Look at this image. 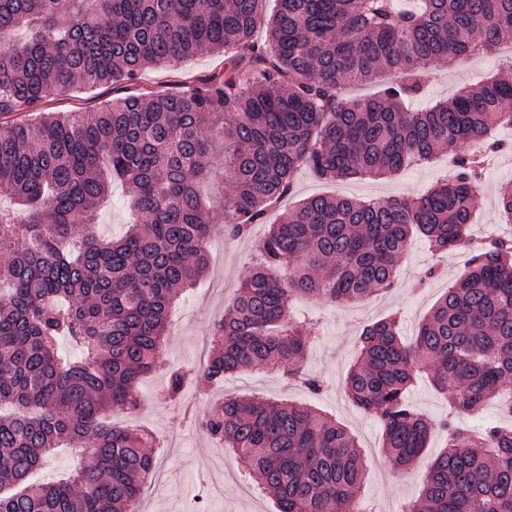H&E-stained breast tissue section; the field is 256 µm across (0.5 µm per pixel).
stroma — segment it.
Returning <instances> with one entry per match:
<instances>
[{"instance_id":"35a3bbf8","label":"stroma","mask_w":512,"mask_h":512,"mask_svg":"<svg viewBox=\"0 0 512 512\" xmlns=\"http://www.w3.org/2000/svg\"><path fill=\"white\" fill-rule=\"evenodd\" d=\"M224 68L220 53H201L175 68L148 66L137 83L104 84L91 92L58 93L42 104L46 112H92L100 102L150 91H177L193 85ZM499 64L490 57L458 60L449 67L431 72L425 79L423 95L410 107L421 110L435 101L451 97L458 90L496 75ZM505 144L493 162L487 163L483 190L474 202L473 235L485 238L496 231L505 218L497 205L499 186L512 181V127L499 128ZM452 161L441 155L429 163L381 179L352 178L326 181L311 168H303L294 177L292 193L268 216L267 224L255 225L250 236L230 238L222 226H214L211 240V266L207 275L190 291L183 293L169 317L170 342L161 358V371L140 382L142 406L137 413L113 411V424L127 429L147 427L159 438L184 428L183 444L178 450L163 451L157 470L162 478L145 488L140 512H275L273 498L258 488L242 496L241 474L234 456L223 443L207 435L202 422L211 407L227 396L261 395L271 401L287 400L325 411L343 424L357 439L367 463L363 485L366 499L375 512H402L414 499L426 477L434 448H427L408 474L395 472L383 446L382 430L370 415L355 407L345 391V378L359 347L363 328L393 312L402 317L403 336H413L448 284L466 270V250L449 255L431 254L421 239H414L398 262V282L387 295L358 305H327L311 298H299L292 313L316 320L319 341L305 361L307 374L321 380L319 394L304 385L286 382L276 365L227 375L223 384L199 381L204 363L201 344L211 334L214 323L224 315L239 283L248 275L256 256V244L265 235L268 223L277 222L281 213L291 212L311 195L345 194L361 200L421 195L451 173ZM436 277H428V270ZM180 369L194 374L184 384L179 399L166 396L167 373Z\"/></svg>"}]
</instances>
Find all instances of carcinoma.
Returning <instances> with one entry per match:
<instances>
[{"mask_svg":"<svg viewBox=\"0 0 512 512\" xmlns=\"http://www.w3.org/2000/svg\"><path fill=\"white\" fill-rule=\"evenodd\" d=\"M0 0V512H137L154 475L147 432L105 420L141 405L138 382L167 340L166 316L209 266L214 220L198 186L217 166L224 232L248 234L312 168L323 180L384 177L446 152L453 174L427 194L360 201L313 195L258 244L259 261L212 332L210 383L279 365L305 372L316 342L291 318L297 295L355 304L394 288L412 238L430 251H468L413 341L393 318L366 326L346 393L383 429L405 473L444 438L408 512H512V426L456 422L512 393V237L470 235L482 167L465 144L499 146L512 125V75H495L421 112L405 102L432 68L512 45V0ZM267 29L266 44L254 41ZM224 53V71L181 91L103 102L96 112L39 114L52 93L136 81L147 64ZM381 81L366 99L348 88ZM133 189L134 218L118 240L94 232L112 181ZM512 219V183L498 189ZM68 338L82 356H62ZM426 376L448 399L434 423L410 404ZM278 512H371L366 464L353 436L309 406L226 397L204 420ZM89 465L53 485L28 482L56 448Z\"/></svg>","mask_w":512,"mask_h":512,"instance_id":"carcinoma-1","label":"carcinoma"}]
</instances>
